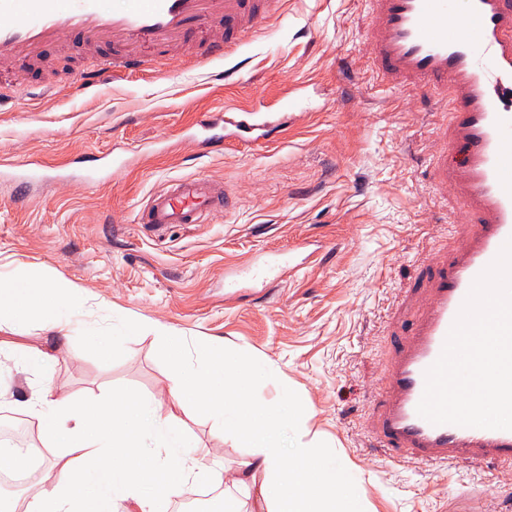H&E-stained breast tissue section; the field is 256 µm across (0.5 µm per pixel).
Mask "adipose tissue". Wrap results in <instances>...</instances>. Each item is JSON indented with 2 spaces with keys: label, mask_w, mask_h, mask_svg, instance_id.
<instances>
[{
  "label": "adipose tissue",
  "mask_w": 512,
  "mask_h": 512,
  "mask_svg": "<svg viewBox=\"0 0 512 512\" xmlns=\"http://www.w3.org/2000/svg\"><path fill=\"white\" fill-rule=\"evenodd\" d=\"M80 301L77 286L49 282L26 267L10 282H0V320L36 316L62 331L70 326V312ZM144 332L153 334L168 361L167 394L177 403L201 409L216 426L230 428L250 445L253 468L265 477L262 495L277 504V512H362L355 477L328 454L304 446L286 457L281 428L285 421L299 420L302 409L293 402L283 408L250 398L247 381L264 375L265 367L240 368L225 356L223 345L200 341L194 346L197 365L188 368L180 336L159 322L145 323L135 316L94 342L108 354L118 342ZM18 406L39 411L42 436L65 451L57 478L50 485L29 488L25 512H119L120 502L126 500L135 501L139 512H154L155 498L178 495L195 473L181 431L163 415L157 398L128 392L89 404L54 398L47 386ZM146 439L164 450L165 467L132 462L131 449ZM146 483L152 495H142Z\"/></svg>",
  "instance_id": "1"
}]
</instances>
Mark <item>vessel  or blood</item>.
Returning <instances> with one entry per match:
<instances>
[{
    "label": "vessel or blood",
    "mask_w": 512,
    "mask_h": 512,
    "mask_svg": "<svg viewBox=\"0 0 512 512\" xmlns=\"http://www.w3.org/2000/svg\"><path fill=\"white\" fill-rule=\"evenodd\" d=\"M374 65L390 87L415 85L449 102L444 147L466 145L465 165L435 167L438 182H454L471 232L464 249L430 265V286L411 328L394 350L387 386L376 402L374 436L390 456L412 455L431 464L477 468L512 466V430L435 425L417 412L425 372L439 358L474 280L512 238V108L493 94L512 91V0H367ZM280 0H0V76L34 61L72 37L102 48L82 84L114 74L162 71L188 45L207 59L231 54L279 9ZM293 116L248 106L207 112L192 135L202 148L223 143L227 129L249 143L284 133ZM228 204L217 181L189 176L155 191L138 223L165 232L171 225L204 224Z\"/></svg>",
    "instance_id": "obj_1"
}]
</instances>
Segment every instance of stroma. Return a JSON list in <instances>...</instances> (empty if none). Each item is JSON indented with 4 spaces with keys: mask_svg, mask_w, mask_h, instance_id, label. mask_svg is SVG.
<instances>
[{
    "mask_svg": "<svg viewBox=\"0 0 512 512\" xmlns=\"http://www.w3.org/2000/svg\"><path fill=\"white\" fill-rule=\"evenodd\" d=\"M364 0H283L279 17L230 56L178 57L80 92L84 44L48 51L18 69L28 93L0 105V156L40 161L27 197L0 182V278L17 264L73 283L85 301L54 359L12 369L0 412L51 386L55 397L96 401L110 393L157 394L169 368L153 336L101 358L89 342L129 314L165 324L186 342H223L239 361L266 362L250 392L294 400L286 454L315 444L356 477L365 512H512V468L429 465L373 447L370 417L407 313L424 297L428 263L465 246L452 188L438 184L437 129L448 118L427 89L388 88L371 65ZM263 97L269 111L293 98L302 117L286 139L226 141L210 153L186 139L201 113ZM148 160L115 169L107 187L83 178L97 157ZM207 176L228 190L209 223L156 236L137 211L167 181ZM309 240L304 268L280 284L224 286L226 265ZM53 329L30 319L0 325V342L48 349ZM164 413L208 467L185 492L222 486L238 512H271L252 477L251 449L196 408L165 400Z\"/></svg>",
    "mask_w": 512,
    "mask_h": 512,
    "instance_id": "35a3bbf8",
    "label": "stroma"
}]
</instances>
